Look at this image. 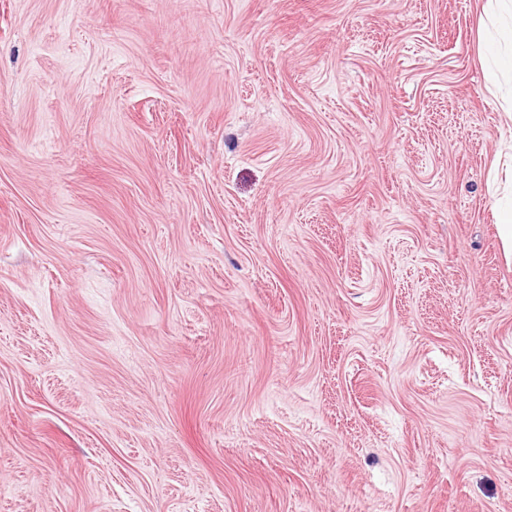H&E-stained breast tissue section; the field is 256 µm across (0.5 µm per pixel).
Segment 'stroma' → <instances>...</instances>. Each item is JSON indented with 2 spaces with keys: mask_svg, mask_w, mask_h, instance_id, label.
<instances>
[{
  "mask_svg": "<svg viewBox=\"0 0 512 512\" xmlns=\"http://www.w3.org/2000/svg\"><path fill=\"white\" fill-rule=\"evenodd\" d=\"M484 0H0V512H512Z\"/></svg>",
  "mask_w": 512,
  "mask_h": 512,
  "instance_id": "35a3bbf8",
  "label": "stroma"
}]
</instances>
